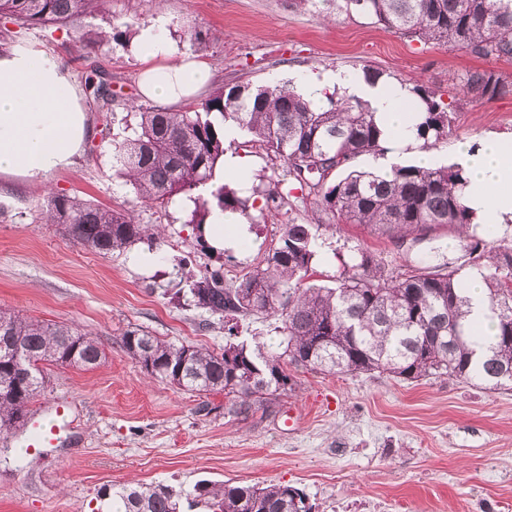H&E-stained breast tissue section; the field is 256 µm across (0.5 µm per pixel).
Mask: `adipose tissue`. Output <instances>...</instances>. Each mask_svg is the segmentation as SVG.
Wrapping results in <instances>:
<instances>
[{
	"label": "adipose tissue",
	"mask_w": 512,
	"mask_h": 512,
	"mask_svg": "<svg viewBox=\"0 0 512 512\" xmlns=\"http://www.w3.org/2000/svg\"><path fill=\"white\" fill-rule=\"evenodd\" d=\"M165 25V19H157L138 36L147 62L140 89L164 107L186 101L212 79L204 62L176 55L164 36ZM334 88L366 101L389 131L392 149L379 159V166L387 170L399 163L420 120L419 112L408 106V89L372 85L353 72H326L294 84L297 93L315 104ZM91 134L78 83L57 58L25 44L0 55L1 178L47 182L73 164ZM455 162L468 177L461 195L474 223L511 224L512 136L489 135L474 145L460 144Z\"/></svg>",
	"instance_id": "obj_1"
}]
</instances>
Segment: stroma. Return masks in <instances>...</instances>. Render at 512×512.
Wrapping results in <instances>:
<instances>
[{
    "mask_svg": "<svg viewBox=\"0 0 512 512\" xmlns=\"http://www.w3.org/2000/svg\"><path fill=\"white\" fill-rule=\"evenodd\" d=\"M160 15L168 17L179 51L211 68L215 90L367 68L382 71L384 83L419 84L446 98L460 97L455 77L475 68L512 82L510 61L426 45L345 10L326 16L293 0H110L106 11L64 26H11L14 43L57 57L75 76L92 135L49 185L0 179V308L93 333L106 359L90 370L47 367L48 385L29 410L66 404L71 426L57 447L18 453L26 439L19 429L0 445V512H110L111 501L97 496L102 485L138 480L189 490L201 479L288 484L309 496L315 512H371L377 502L384 512H512V389L298 370L272 413L239 421L225 416L223 394L149 379L123 351L119 339L135 326L177 344L222 349L221 323L203 327L202 312L180 290V259L199 269L223 267L231 281L262 264L282 224L322 217L313 197L285 179L282 163L256 145L225 148L247 162L238 195L255 219L236 246L202 244L192 218L204 189L152 208L137 201L117 175L112 151L137 128L130 104H150L139 90L144 61L136 36ZM118 31L122 40H113ZM100 77L112 90L108 112L88 86ZM492 134L512 135V94L463 103L436 146L439 165H452L457 143ZM274 188L287 195L278 208L265 201ZM51 192L131 210L140 223L163 226L165 240L101 256L64 226L45 223ZM358 247L392 267L435 247L451 258L461 254L445 231L400 249L344 224L319 240L312 282L333 284L342 257ZM140 254L149 263H138ZM204 404L209 414H200Z\"/></svg>",
    "mask_w": 512,
    "mask_h": 512,
    "instance_id": "obj_1",
    "label": "stroma"
}]
</instances>
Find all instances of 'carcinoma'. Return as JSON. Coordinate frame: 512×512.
Listing matches in <instances>:
<instances>
[{"label":"carcinoma","mask_w":512,"mask_h":512,"mask_svg":"<svg viewBox=\"0 0 512 512\" xmlns=\"http://www.w3.org/2000/svg\"><path fill=\"white\" fill-rule=\"evenodd\" d=\"M344 2L384 29L424 44L462 50L479 59L512 61V0H322ZM106 0H0V14L21 25L67 24ZM463 100L492 99L512 84L488 69L462 77ZM414 100L422 121L416 137L434 146L448 136L459 102H446L416 85ZM233 124L241 143H259L282 162L287 176L315 196L332 217L329 224L282 225L277 244L263 264L234 282L223 268L205 269L189 280L194 306L224 324V351L176 345L143 327L126 330L120 347L135 360L151 361L152 379L199 394L224 393V414L245 420L288 392V366L328 374H388L407 381L449 377L487 390L512 388V247L495 244L487 228L471 223L458 189L466 183L456 166L407 163L388 171L356 170L361 156L385 152L384 132L368 104L355 97L329 98L314 107L288 84L253 87L227 84L201 105L171 112H140V132L114 147L117 171L145 206L213 181L224 156L220 125ZM202 200L201 224L209 202L224 213L249 220L244 201L225 185ZM47 221L64 224L73 239L109 255L161 230L139 224L129 210H110L52 193ZM342 224H359L404 245L435 236L441 229L459 239L461 255L443 262L424 259L405 270L387 268L359 247L334 286L305 283L318 241ZM480 275L496 335L482 358L467 322L470 300L462 269ZM277 318L278 349L260 340L236 341L241 321ZM29 356L35 368L14 387L5 384L17 361ZM104 353L97 340L64 324L47 323L0 310V440L20 425L31 401L45 388L42 364L90 368ZM99 499L115 501L117 512H179L205 503L212 512H312L307 496L288 484L230 486L200 480L185 491L162 483L108 485Z\"/></svg>","instance_id":"obj_1"}]
</instances>
